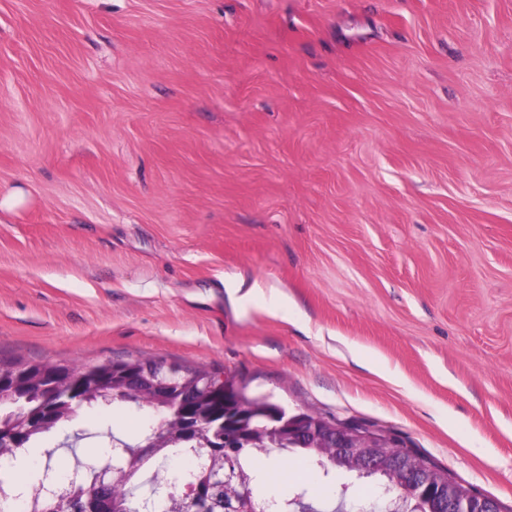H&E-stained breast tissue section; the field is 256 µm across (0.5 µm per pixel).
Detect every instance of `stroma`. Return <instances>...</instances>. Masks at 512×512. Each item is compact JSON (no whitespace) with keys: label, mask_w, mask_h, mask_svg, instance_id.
Here are the masks:
<instances>
[{"label":"stroma","mask_w":512,"mask_h":512,"mask_svg":"<svg viewBox=\"0 0 512 512\" xmlns=\"http://www.w3.org/2000/svg\"><path fill=\"white\" fill-rule=\"evenodd\" d=\"M138 358L512 512V0H0V361Z\"/></svg>","instance_id":"1"}]
</instances>
